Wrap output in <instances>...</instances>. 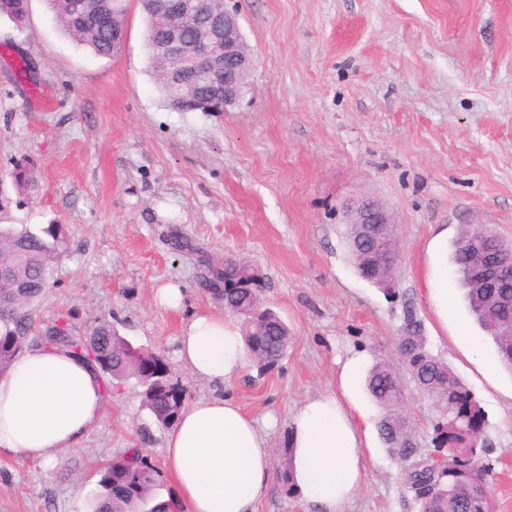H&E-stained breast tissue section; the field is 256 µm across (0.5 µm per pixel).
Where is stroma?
Masks as SVG:
<instances>
[{
  "mask_svg": "<svg viewBox=\"0 0 512 512\" xmlns=\"http://www.w3.org/2000/svg\"><path fill=\"white\" fill-rule=\"evenodd\" d=\"M254 65L237 105L182 112L158 88L139 0H128L120 53L99 58L58 26L44 0L17 24L0 16V225L67 229L68 250L28 309L35 328L60 316L88 334L101 320L164 356L188 401L221 392L272 417L273 459L292 417L334 391L351 359L359 375L398 363L408 315L430 351L483 408L485 461L498 512H512V371L470 315L444 260L463 231L512 241V0H224ZM25 167L27 185L13 172ZM379 198L398 222L394 291L363 279L337 204ZM261 268L259 296L287 324L281 363L218 387L177 358L195 312L218 311L224 260ZM182 288L180 308L156 288ZM452 301L440 319L432 287ZM369 414L366 475L345 512H418ZM404 416L434 454L433 403L408 387ZM168 429L134 380L115 385L79 448L48 462L0 454V512H92L100 468L144 444L164 464Z\"/></svg>",
  "mask_w": 512,
  "mask_h": 512,
  "instance_id": "35a3bbf8",
  "label": "stroma"
}]
</instances>
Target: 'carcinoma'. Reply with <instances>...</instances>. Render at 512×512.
<instances>
[{
	"instance_id": "obj_1",
	"label": "carcinoma",
	"mask_w": 512,
	"mask_h": 512,
	"mask_svg": "<svg viewBox=\"0 0 512 512\" xmlns=\"http://www.w3.org/2000/svg\"><path fill=\"white\" fill-rule=\"evenodd\" d=\"M62 31L77 44L98 56L108 57L118 44L121 25L104 27L91 24L92 16L109 12L124 18L126 0H86L87 16L76 15L74 0H46ZM29 10V0H0V15L21 20ZM147 47L152 57L153 72L171 68L172 63L158 57L157 46L163 40V29L148 19ZM362 226L351 224L346 231L348 249L357 270L368 262L361 249ZM482 235L492 252H508L512 245L492 230L476 227L464 233L454 245L452 261L466 288L468 308L475 320L494 339L502 365L512 370V288L492 292L479 287L476 265L467 256L469 236ZM64 226L54 225L39 235L26 227L0 226V262L14 269L15 279L0 280V372L6 370L26 344H55L73 350L90 346L97 369L111 378L124 381L134 378L142 387L143 406L150 411L158 426L173 427L185 407L187 389L173 381L172 375H147V366L156 363L170 370L164 357L142 347L132 346L104 320L88 336L74 334L70 321L59 317L41 330H35L27 307L39 299L47 286L50 268L66 252ZM18 281L41 284L23 290ZM224 309L240 322L250 360L263 370L277 365L286 355L290 340L288 327L276 313L265 309L253 321L252 311L260 305L258 293L237 287L238 281H226ZM397 348L405 374L387 362L376 363L365 379L366 389L383 409L378 433L389 451L400 458L408 457L396 447L395 437L405 432L402 407L405 394L403 376L432 400L439 411L434 425V443L442 457L456 464L448 470V481L456 484V497L416 495L419 512H482V499L477 492L486 486L490 473L482 461L484 451L481 430L485 413L471 391L456 377L448 364L427 348L421 323L407 317L397 337ZM161 473L139 448L127 452L101 469L102 484L97 512H149L160 505L161 512H175L178 504L172 498L157 499ZM439 480V469L427 461L415 464L406 476L409 486L433 487Z\"/></svg>"
}]
</instances>
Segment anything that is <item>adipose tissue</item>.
I'll return each instance as SVG.
<instances>
[{
    "label": "adipose tissue",
    "instance_id": "1",
    "mask_svg": "<svg viewBox=\"0 0 512 512\" xmlns=\"http://www.w3.org/2000/svg\"><path fill=\"white\" fill-rule=\"evenodd\" d=\"M177 357L217 385L235 381L247 352L236 323L216 311L194 313ZM355 363L337 391L307 399L291 425L292 476L315 512H343L365 474V413L354 388ZM103 380L86 359L62 347L20 353L0 373V452L48 461L78 447L99 422ZM165 465L187 512H257L272 479L270 447L257 419L218 395L185 407L168 439Z\"/></svg>",
    "mask_w": 512,
    "mask_h": 512
}]
</instances>
